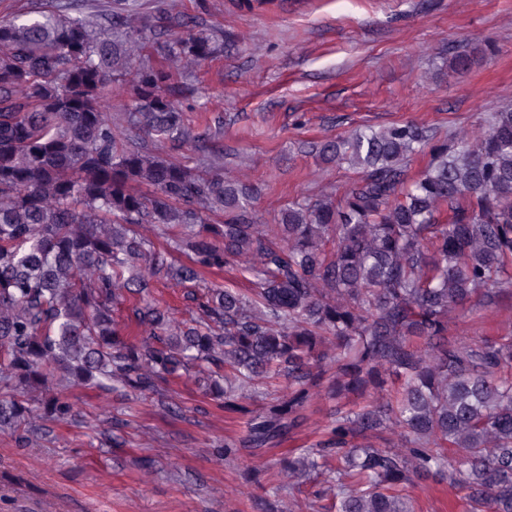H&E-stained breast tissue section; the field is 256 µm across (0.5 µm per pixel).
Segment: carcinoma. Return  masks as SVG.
Instances as JSON below:
<instances>
[{"label": "carcinoma", "instance_id": "obj_1", "mask_svg": "<svg viewBox=\"0 0 512 512\" xmlns=\"http://www.w3.org/2000/svg\"><path fill=\"white\" fill-rule=\"evenodd\" d=\"M110 16V28L98 14L0 20V390L13 393L0 429L25 446L34 416L74 414L65 390L82 383L137 396L192 373L243 411L263 380H288L224 443L229 457L274 447L315 388L384 391L336 412L280 474L318 478L334 512H415L410 489L427 479L461 492L467 512H512V328L450 334L456 311L512 295V104L475 142L404 122L316 145L360 180L262 224L253 191L222 166L178 159L210 133L185 122L170 70L144 54L186 69L213 54L212 37L161 41L128 0ZM474 62L459 51L448 69ZM115 86L127 100L117 118L105 109ZM426 149L429 166L408 179ZM231 263L255 274L252 293L189 292V321L151 297L156 282ZM129 296L133 340L112 322ZM387 431L392 447L368 442Z\"/></svg>", "mask_w": 512, "mask_h": 512}]
</instances>
